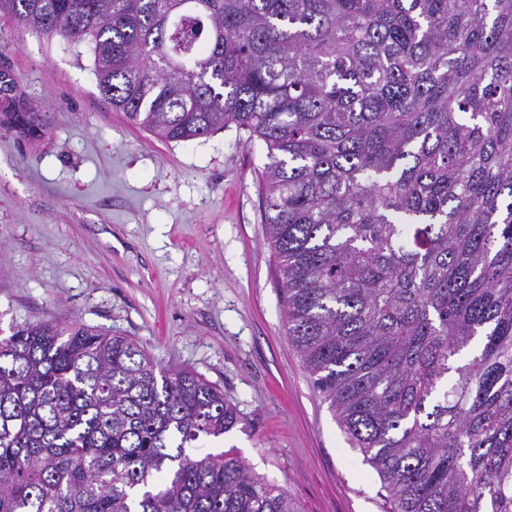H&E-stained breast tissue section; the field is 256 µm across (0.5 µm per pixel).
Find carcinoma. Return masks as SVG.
Wrapping results in <instances>:
<instances>
[{"instance_id":"cac0c4a2","label":"carcinoma","mask_w":512,"mask_h":512,"mask_svg":"<svg viewBox=\"0 0 512 512\" xmlns=\"http://www.w3.org/2000/svg\"><path fill=\"white\" fill-rule=\"evenodd\" d=\"M166 141L260 140L284 326L389 512H512V0H0ZM127 336L0 338V512H297Z\"/></svg>"}]
</instances>
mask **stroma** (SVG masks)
I'll return each mask as SVG.
<instances>
[{
	"mask_svg": "<svg viewBox=\"0 0 512 512\" xmlns=\"http://www.w3.org/2000/svg\"><path fill=\"white\" fill-rule=\"evenodd\" d=\"M0 336L75 321L223 390L248 427L211 440L298 512H387L283 321L260 142H169L102 97L87 43L0 19Z\"/></svg>",
	"mask_w": 512,
	"mask_h": 512,
	"instance_id": "stroma-1",
	"label": "stroma"
}]
</instances>
